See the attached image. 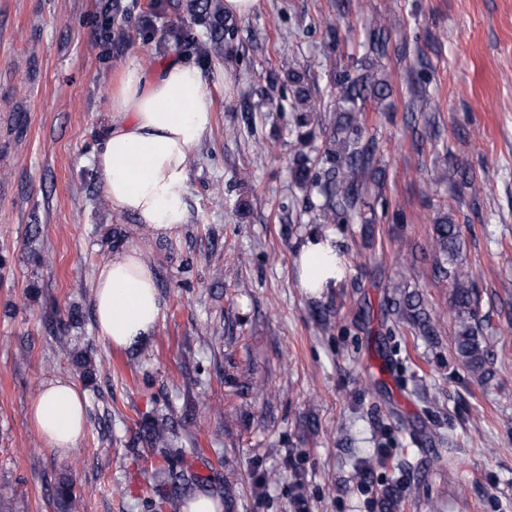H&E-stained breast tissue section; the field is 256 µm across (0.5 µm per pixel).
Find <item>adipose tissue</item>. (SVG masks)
<instances>
[{"mask_svg":"<svg viewBox=\"0 0 512 512\" xmlns=\"http://www.w3.org/2000/svg\"><path fill=\"white\" fill-rule=\"evenodd\" d=\"M212 121V92L196 65L177 58L152 77L137 64L124 67L94 163L113 206L154 238L172 237L191 221L190 157ZM341 278L330 242L309 237L299 253L300 287L317 293ZM92 303L105 342L123 350L145 344L165 310L148 254L131 245L115 251L98 270ZM85 404L81 390L64 378L45 381L31 403L38 435L59 457H68L84 434Z\"/></svg>","mask_w":512,"mask_h":512,"instance_id":"ef3b65f1","label":"adipose tissue"}]
</instances>
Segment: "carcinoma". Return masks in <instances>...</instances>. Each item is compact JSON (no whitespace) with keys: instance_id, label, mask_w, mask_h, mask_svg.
Segmentation results:
<instances>
[{"instance_id":"cac0c4a2","label":"carcinoma","mask_w":512,"mask_h":512,"mask_svg":"<svg viewBox=\"0 0 512 512\" xmlns=\"http://www.w3.org/2000/svg\"><path fill=\"white\" fill-rule=\"evenodd\" d=\"M192 11L196 19L208 25L210 35L206 40H196L192 50L202 60L209 59L219 46L226 44L237 29L233 18L225 14L222 0H192ZM396 24V19L382 17L374 20L370 30L368 49L379 53L385 46L387 25ZM292 87V122L297 132V142L291 163V176L295 184L316 195L315 206L322 224H345L366 207L375 211V204L366 201L361 193L358 174L373 170L374 153L369 145L361 143V111L357 104L368 98L383 100L389 94L388 85L368 74H354L349 70L341 73L338 84L340 98L351 104L326 119L311 101V92L304 75L294 72L289 75ZM330 122L329 135L324 147L316 156L307 151L315 129ZM459 225L448 222L445 217L433 227V250L448 262L457 261L461 252ZM435 277L440 281L453 280V319L456 322L454 351L457 357L472 371L487 372L489 352L482 326L478 319L479 290L470 274L458 265L448 270L436 267ZM395 324L405 326L417 336L430 338L437 335L436 327L417 293L396 292L389 299ZM176 430L171 419L160 415L144 430V439L150 447L158 450L163 459L182 452L176 447ZM169 490L161 497L158 508L163 512H182L187 506V486L198 476L168 468L164 472ZM55 492L60 502L71 507L76 502L74 487L69 480L61 479ZM401 483L392 482L381 489L378 499L380 512H398L402 505Z\"/></svg>"}]
</instances>
